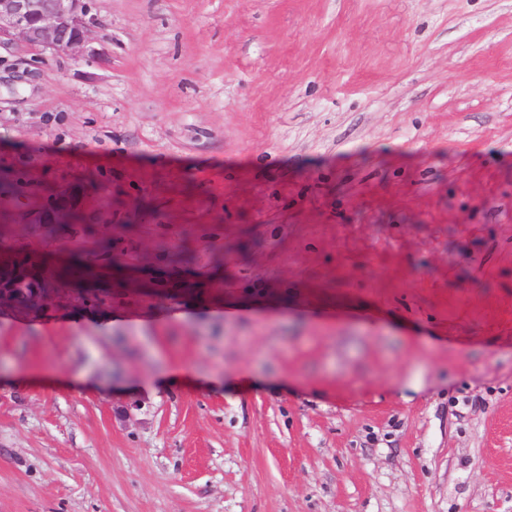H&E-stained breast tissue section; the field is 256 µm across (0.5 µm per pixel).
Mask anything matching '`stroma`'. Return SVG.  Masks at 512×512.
Returning a JSON list of instances; mask_svg holds the SVG:
<instances>
[{"label":"stroma","mask_w":512,"mask_h":512,"mask_svg":"<svg viewBox=\"0 0 512 512\" xmlns=\"http://www.w3.org/2000/svg\"><path fill=\"white\" fill-rule=\"evenodd\" d=\"M88 3L0 50V262L83 260L0 512H512V0Z\"/></svg>","instance_id":"stroma-1"}]
</instances>
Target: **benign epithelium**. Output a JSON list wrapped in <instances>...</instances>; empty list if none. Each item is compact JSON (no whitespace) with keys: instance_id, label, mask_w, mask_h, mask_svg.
Returning a JSON list of instances; mask_svg holds the SVG:
<instances>
[{"instance_id":"7a95c632","label":"benign epithelium","mask_w":512,"mask_h":512,"mask_svg":"<svg viewBox=\"0 0 512 512\" xmlns=\"http://www.w3.org/2000/svg\"><path fill=\"white\" fill-rule=\"evenodd\" d=\"M99 25L85 0H0V47L22 44L40 52L83 54ZM68 293L0 268V308L27 312L53 309Z\"/></svg>"}]
</instances>
